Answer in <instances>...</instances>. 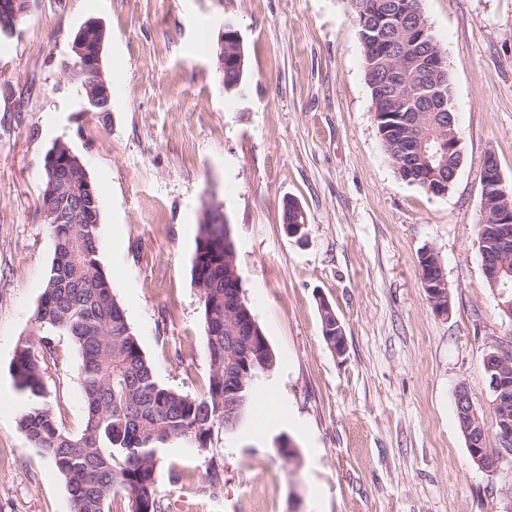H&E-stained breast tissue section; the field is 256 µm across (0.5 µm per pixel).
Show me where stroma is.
Listing matches in <instances>:
<instances>
[{
    "instance_id": "1",
    "label": "stroma",
    "mask_w": 512,
    "mask_h": 512,
    "mask_svg": "<svg viewBox=\"0 0 512 512\" xmlns=\"http://www.w3.org/2000/svg\"><path fill=\"white\" fill-rule=\"evenodd\" d=\"M447 57L462 164L448 191L400 178L374 120L349 0H30L0 41V512H73L51 461L17 427L18 348L53 257L40 214L44 157L68 142L103 191L99 261L160 383L207 387L203 304L191 280L202 206H221L243 296L277 363L211 456L169 445L165 512H503L512 461L475 467L455 397L497 426L483 361L512 347L478 250L482 166L512 187V0H419ZM103 23L112 110L86 111L65 66L85 21ZM238 29L246 80L224 90L217 42ZM308 226L288 236L282 204ZM431 251L448 284L437 314L420 283ZM345 330L336 356L320 305ZM44 379L62 428L84 422L81 357L52 337ZM290 440L292 456L279 453ZM217 465L220 488L208 483Z\"/></svg>"
}]
</instances>
